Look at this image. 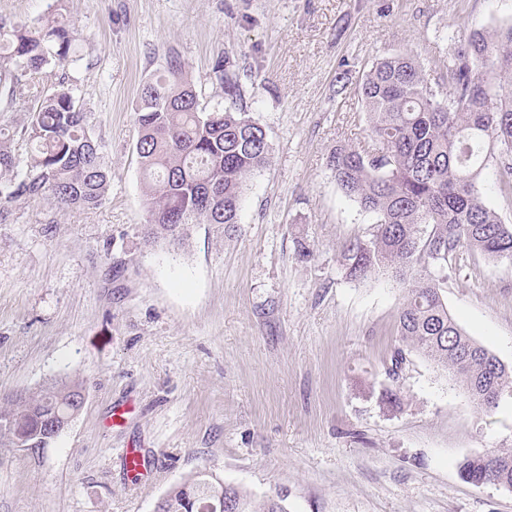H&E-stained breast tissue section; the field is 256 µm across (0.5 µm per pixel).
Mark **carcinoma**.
I'll return each instance as SVG.
<instances>
[{
	"mask_svg": "<svg viewBox=\"0 0 512 512\" xmlns=\"http://www.w3.org/2000/svg\"><path fill=\"white\" fill-rule=\"evenodd\" d=\"M73 32L49 21L29 26L0 18V95L5 112L28 113L20 135L36 143L21 161L0 138V204L49 199L61 208L102 205L109 186L102 147L76 104V88L60 75L51 90L36 80L77 62ZM173 57L163 74L142 86L135 109L136 152L148 218L144 243L186 246L193 224L236 231L246 180L270 163L264 128L249 113L206 110ZM224 97L236 101L235 73L213 66ZM445 96L428 82L417 58L400 53L367 70L358 94L370 128L362 146L341 145L328 166L344 194L374 217L367 238L339 250L347 279L395 270L403 288L391 358L400 368L416 352L449 371L477 406L489 411L512 393V369L468 336L448 313L438 273L462 252L512 262V225L484 201L482 175L497 161L503 190L512 195V24L476 31L442 65ZM71 380L0 402V447L40 448L42 418L69 411ZM466 482L512 488V449L463 458ZM286 512L280 498L256 506L250 495L199 471L164 495L166 512Z\"/></svg>",
	"mask_w": 512,
	"mask_h": 512,
	"instance_id": "1",
	"label": "carcinoma"
}]
</instances>
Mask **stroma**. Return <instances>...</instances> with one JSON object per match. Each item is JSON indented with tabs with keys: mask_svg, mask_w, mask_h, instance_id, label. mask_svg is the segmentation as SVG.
Wrapping results in <instances>:
<instances>
[{
	"mask_svg": "<svg viewBox=\"0 0 512 512\" xmlns=\"http://www.w3.org/2000/svg\"><path fill=\"white\" fill-rule=\"evenodd\" d=\"M0 18L74 29L66 79L111 176L97 208L18 200L0 221V398L64 378L86 395L40 453L0 448V512H154L201 470L288 512H512V491L458 470L512 448V396L481 411L415 352L389 377L403 292L388 274L345 278L337 254L373 218L328 166L369 134L373 63L409 51L438 81L449 41L512 23V0H0ZM172 56L210 109L227 105L213 65L229 61L272 148L238 231L192 225L178 252L142 242L134 122ZM442 296L512 368V262L467 255ZM394 383L398 410L380 396ZM128 448L149 464L137 481Z\"/></svg>",
	"mask_w": 512,
	"mask_h": 512,
	"instance_id": "1",
	"label": "stroma"
}]
</instances>
